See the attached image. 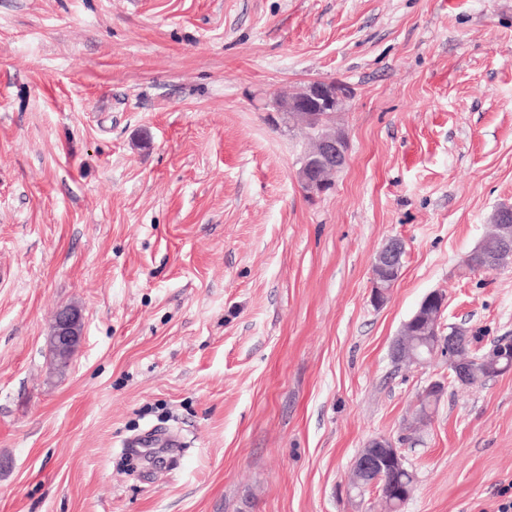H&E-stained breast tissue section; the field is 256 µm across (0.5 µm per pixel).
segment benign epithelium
<instances>
[{
  "instance_id": "7a95c632",
  "label": "benign epithelium",
  "mask_w": 512,
  "mask_h": 512,
  "mask_svg": "<svg viewBox=\"0 0 512 512\" xmlns=\"http://www.w3.org/2000/svg\"><path fill=\"white\" fill-rule=\"evenodd\" d=\"M350 99V92L343 84L335 81L314 80L302 92L282 99L284 108L294 113L295 122L308 129L317 131L314 147L295 172L296 179L305 195L314 198L335 186L333 176L340 173L347 162L348 137L343 130L333 126L317 125L319 110L338 113ZM492 230L469 253V256L485 255L489 261L509 259L512 261V205L499 206L492 216ZM404 243L399 239L387 242L377 253L372 265L373 299L382 302L401 276ZM446 294L440 291L428 293L418 306L415 314L399 329L391 343V357L397 362L407 359L422 360L424 356L416 344L431 343L442 348L455 345L462 331L454 329L448 335H442V317L447 307ZM81 313L76 309L60 310L52 325V343L58 353L68 357L75 351L81 335ZM455 380L462 385L468 384L476 375L470 359H461L454 363ZM404 456L393 442L384 437H374L356 457L352 472L358 481L364 480L370 488L376 487L369 479L376 471L384 468L399 469L403 466Z\"/></svg>"
}]
</instances>
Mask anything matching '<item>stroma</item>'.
Instances as JSON below:
<instances>
[{"label":"stroma","instance_id":"35a3bbf8","mask_svg":"<svg viewBox=\"0 0 512 512\" xmlns=\"http://www.w3.org/2000/svg\"><path fill=\"white\" fill-rule=\"evenodd\" d=\"M314 79L354 96L312 200L271 104ZM504 204L512 0H0V512H386L348 490L376 436L415 475L400 512H492L512 370L389 348L435 290L444 326L512 338V265L463 266ZM152 428L183 434L175 468L127 455ZM404 243L399 239L387 242L377 253L372 265L373 299L383 302L390 288L401 276ZM81 323V313L76 309L66 308L56 314L51 339L61 356L68 357L72 352L74 355L81 337Z\"/></svg>","mask_w":512,"mask_h":512}]
</instances>
